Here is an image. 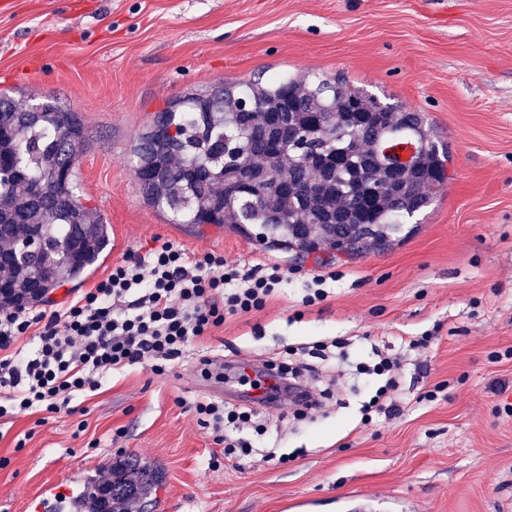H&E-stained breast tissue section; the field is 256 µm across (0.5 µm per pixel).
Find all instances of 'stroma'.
<instances>
[{"label": "stroma", "instance_id": "stroma-1", "mask_svg": "<svg viewBox=\"0 0 512 512\" xmlns=\"http://www.w3.org/2000/svg\"><path fill=\"white\" fill-rule=\"evenodd\" d=\"M344 74L385 102L424 112L450 147V180L407 238L350 258L266 249L238 227L173 224L139 190L131 154L169 101L224 80ZM19 106L76 112L87 141L77 181L112 229V249L54 308L127 253L164 240L287 278L260 312L207 340L218 364L265 362L321 339L346 340L305 382L333 393L311 418L287 402L260 407L265 433L244 470H212L197 400L236 402L238 387L203 378L190 345L158 377L110 376L85 416L0 420V512H31L45 483L103 479L137 459L162 476L168 512H512V0H0V91ZM327 298L303 308L307 278ZM431 336L411 348L408 336ZM400 361L395 417L361 421L381 381L348 363ZM436 390L431 402L418 393Z\"/></svg>", "mask_w": 512, "mask_h": 512}]
</instances>
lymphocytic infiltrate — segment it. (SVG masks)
<instances>
[{"label":"lymphocytic infiltrate","mask_w":512,"mask_h":512,"mask_svg":"<svg viewBox=\"0 0 512 512\" xmlns=\"http://www.w3.org/2000/svg\"><path fill=\"white\" fill-rule=\"evenodd\" d=\"M284 278L276 263L239 269L223 254H191L167 241L144 255L127 254L59 309L0 308V419L84 414L81 397L130 367L166 375L185 347L210 337L226 318L263 310ZM267 368L287 381L294 417L321 407L320 397L295 383L301 366L284 357ZM195 415L218 449L210 464L232 455L243 468L253 435L264 432L255 411L201 399Z\"/></svg>","instance_id":"f902f5d3"}]
</instances>
